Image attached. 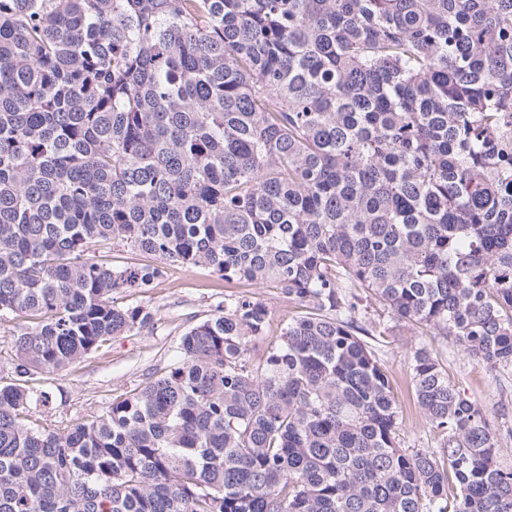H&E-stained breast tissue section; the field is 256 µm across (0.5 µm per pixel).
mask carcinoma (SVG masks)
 <instances>
[{
    "label": "carcinoma",
    "instance_id": "carcinoma-1",
    "mask_svg": "<svg viewBox=\"0 0 512 512\" xmlns=\"http://www.w3.org/2000/svg\"><path fill=\"white\" fill-rule=\"evenodd\" d=\"M167 265L304 311L256 362L269 311L226 297L103 414L32 418ZM357 287L512 365V0H0V512H512L424 347L440 452L400 447Z\"/></svg>",
    "mask_w": 512,
    "mask_h": 512
}]
</instances>
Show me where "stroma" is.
<instances>
[{
    "label": "stroma",
    "mask_w": 512,
    "mask_h": 512,
    "mask_svg": "<svg viewBox=\"0 0 512 512\" xmlns=\"http://www.w3.org/2000/svg\"><path fill=\"white\" fill-rule=\"evenodd\" d=\"M357 294L362 319L384 333L378 356L392 382L402 447L433 450L438 446V437L425 420L411 382V353L423 345L442 365L449 381L483 405L499 433L497 462L500 467L512 469V366L488 368L455 342L393 319L368 290L358 289ZM227 295L259 299L269 311L271 327L267 336L250 345L255 355L279 342L282 328L301 312L299 305L288 301L273 286L227 282L202 266L168 267L163 278L126 298L127 303L153 312V328L114 337L103 349L63 374L40 375L39 385L52 395L53 421L64 426L90 418L148 378L163 374L180 358L177 345L184 330L204 319Z\"/></svg>",
    "instance_id": "35a3bbf8"
}]
</instances>
